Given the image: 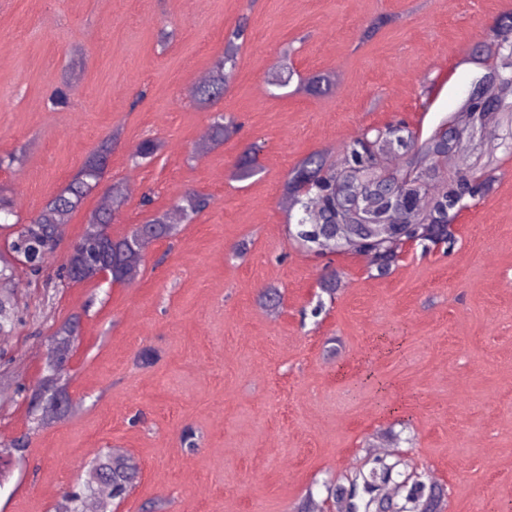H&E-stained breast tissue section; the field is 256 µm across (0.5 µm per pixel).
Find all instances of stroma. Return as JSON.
Returning <instances> with one entry per match:
<instances>
[{"label":"stroma","mask_w":512,"mask_h":512,"mask_svg":"<svg viewBox=\"0 0 512 512\" xmlns=\"http://www.w3.org/2000/svg\"><path fill=\"white\" fill-rule=\"evenodd\" d=\"M250 24L223 98L200 108L190 93L224 51L242 14ZM512 0H0V187L22 217L37 213L113 130L120 140L100 188L61 229L43 276L10 287L23 322L0 336V441L28 430L19 385L38 378L53 330L81 318L69 361L72 407L30 432L26 458L0 488V512H53L104 448L130 455L140 480L118 512H295L321 483L368 469L386 431L400 472L444 487V512H512V134L486 126L497 161L490 191L453 219L452 253L406 248L386 278L358 256L325 260L286 231L284 184L307 155L339 152L364 130L405 119L423 129L469 95L467 60ZM287 60L295 77L330 72L325 97L271 83ZM73 86L68 108L50 96ZM439 84L426 105L423 83ZM239 134L205 154L195 147L213 112ZM162 140L134 165L144 139ZM258 175L237 181L248 143ZM133 190L112 225L125 234L184 192L208 209L152 243L137 280L58 284L55 277L114 180ZM151 192L150 207L141 196ZM249 241L245 255L236 245ZM341 286L319 316V283ZM281 292L276 312L258 302ZM153 364L138 360L143 349ZM192 429L195 449L181 434Z\"/></svg>","instance_id":"obj_1"}]
</instances>
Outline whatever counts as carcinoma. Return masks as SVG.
I'll return each instance as SVG.
<instances>
[{"instance_id": "1", "label": "carcinoma", "mask_w": 512, "mask_h": 512, "mask_svg": "<svg viewBox=\"0 0 512 512\" xmlns=\"http://www.w3.org/2000/svg\"><path fill=\"white\" fill-rule=\"evenodd\" d=\"M243 16L227 34L224 52L215 62L209 79L194 88L193 97L202 107L212 105L224 95L229 77L236 67L241 40L248 29ZM491 54H476L468 63L485 67L493 63L497 78L483 88V100L470 106L460 105L446 116L454 125L457 139L440 138L436 132L424 134L404 119L382 127L370 128L343 145L332 163L324 154L314 152L298 164L286 182L296 224L288 228L291 239L306 252L317 257L351 254L363 257L370 271L379 278L391 275L406 242L421 248L425 254L438 246L449 250L457 242V230L451 224V212L463 207V201L495 182L494 169L483 166L470 172L450 174L439 167L465 141L482 157L481 134L499 114L512 112V15L496 24L489 35ZM334 77L317 73L300 79L298 90L311 96H327L335 90ZM235 118L216 113L209 125L207 142L197 147L202 154L237 134ZM118 133L103 140L90 152L80 171L67 186L51 197L29 220L18 214L13 199L0 193V230L10 231L14 253L29 263L26 273L38 277L46 255L58 244V228L69 222L72 213L99 184L106 161L114 150ZM163 149L156 139L141 141L132 154L136 164L150 161ZM262 145L253 142L236 162L233 176L247 180L260 172L257 157ZM407 155L399 170L390 172L384 155ZM125 197V186L113 182L107 192L110 203L92 211L80 239L64 259L62 275L72 282L92 281L104 265L112 267V280L131 283L141 274L145 262V246L171 239L178 225L186 224L210 204V198L186 192L162 215L147 219L142 228L146 235H136L137 227L114 236L111 224ZM403 219L398 228L390 226L391 217ZM19 321V310L10 291L0 288V335L11 332ZM80 319L74 316L62 323L50 337L45 355L44 372L30 391L28 408L37 413V424L49 425L65 415L67 408L56 406V400L71 402L68 366ZM136 462L125 456L101 450L90 461L76 486L61 497L55 512H86L87 503L96 500L101 512L125 499L139 477ZM386 465L377 461L367 472H360L345 489L333 481L323 486L334 498L348 493L349 512H387L389 506L378 497L380 484L386 481ZM427 484L417 478L402 488L401 500L392 512H439L441 502L425 494Z\"/></svg>"}]
</instances>
